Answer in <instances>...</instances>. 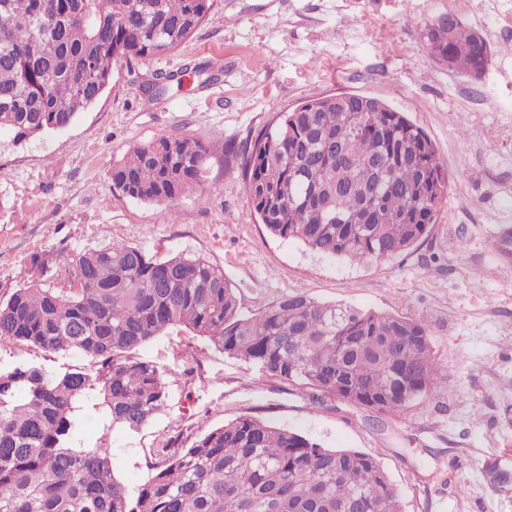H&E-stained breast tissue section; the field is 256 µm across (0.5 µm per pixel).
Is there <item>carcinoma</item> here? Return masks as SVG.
<instances>
[{"mask_svg": "<svg viewBox=\"0 0 512 512\" xmlns=\"http://www.w3.org/2000/svg\"><path fill=\"white\" fill-rule=\"evenodd\" d=\"M214 0H0V128L19 139L68 127L112 82V66L164 56L209 18ZM430 53L468 75L488 68L483 35L448 12L428 27ZM173 75L156 72L151 101ZM212 146L192 137L132 145L112 167L115 189L172 203L204 187ZM253 209L268 233L349 263L400 256L437 220L448 172L422 128L372 98L331 96L284 112L242 152ZM73 286L36 284L0 301V344L23 343L84 369H0V512H404L380 461L327 448L258 416L240 415L189 447L151 449V473L129 491L112 449L79 439L96 414L137 432L164 410L160 369L136 351L183 326L218 351L302 390L315 409L338 388L390 395L402 416L428 396L439 366L427 326L399 314L286 295L246 312L224 270L201 256L154 259L125 243L78 253Z\"/></svg>", "mask_w": 512, "mask_h": 512, "instance_id": "carcinoma-1", "label": "carcinoma"}]
</instances>
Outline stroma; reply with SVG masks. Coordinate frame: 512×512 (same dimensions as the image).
<instances>
[{"label": "stroma", "mask_w": 512, "mask_h": 512, "mask_svg": "<svg viewBox=\"0 0 512 512\" xmlns=\"http://www.w3.org/2000/svg\"><path fill=\"white\" fill-rule=\"evenodd\" d=\"M455 13L493 50L481 81L430 54L426 27ZM224 68L196 77L212 55ZM179 80L145 102L156 72ZM357 93L404 112L435 144L448 192L428 236L400 257L350 264L271 236L239 161L242 145L303 101ZM221 140L206 162V190L174 204L114 189L129 147L159 137ZM512 0H216L209 19L174 53L118 62L102 98L66 129L17 139L0 128V298L38 282L69 287L68 255L123 242L159 258L200 255L224 270L244 310L287 294L398 313L427 324L439 366L431 394L384 427L364 412L312 409L286 384L219 352L182 327L136 356L161 370L168 405L136 433L86 417L82 440L112 450L128 489L145 482L148 454L167 439L191 444L249 414L378 458L405 512H512ZM47 263L33 277L34 259ZM49 371L85 367L22 344L0 364Z\"/></svg>", "instance_id": "obj_1"}]
</instances>
